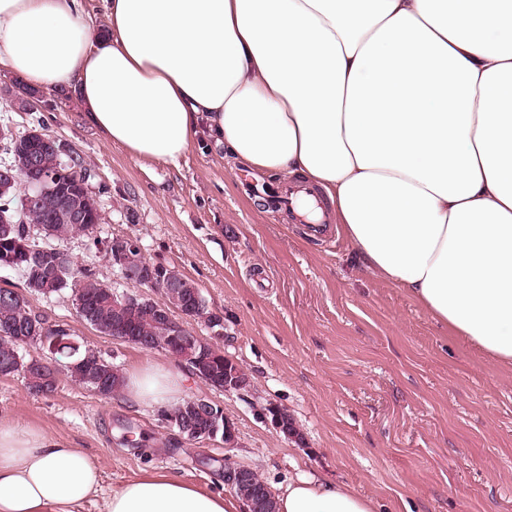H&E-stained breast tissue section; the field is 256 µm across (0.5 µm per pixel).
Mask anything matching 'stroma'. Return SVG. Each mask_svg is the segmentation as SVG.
<instances>
[{
    "label": "stroma",
    "instance_id": "1",
    "mask_svg": "<svg viewBox=\"0 0 512 512\" xmlns=\"http://www.w3.org/2000/svg\"><path fill=\"white\" fill-rule=\"evenodd\" d=\"M0 71V118L17 132L46 118L109 187L104 221L93 234L56 246L76 267L121 285L102 243L139 239L147 260L195 281L224 317L213 339L250 385L212 389L162 351L113 340L81 322L71 291L30 296L33 311L70 329L81 345L121 371L152 362L183 372V398L220 404L236 425L238 445L225 452L185 441L157 405L104 399L68 378L47 396L22 377H0V419L41 429L97 457L106 489L147 472L169 473L224 490V463L255 469L272 492L304 473L349 485L377 512H512V367L453 336L404 292L366 271L348 242L307 238L300 225L255 205L244 171L221 146L200 137L178 165L141 161L107 141L75 95L47 89L39 108L19 109ZM290 414L302 435L286 438L268 406ZM141 435L142 448L123 436Z\"/></svg>",
    "mask_w": 512,
    "mask_h": 512
}]
</instances>
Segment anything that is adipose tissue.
Returning <instances> with one entry per match:
<instances>
[{
  "instance_id": "ef3b65f1",
  "label": "adipose tissue",
  "mask_w": 512,
  "mask_h": 512,
  "mask_svg": "<svg viewBox=\"0 0 512 512\" xmlns=\"http://www.w3.org/2000/svg\"><path fill=\"white\" fill-rule=\"evenodd\" d=\"M472 0H0V69L76 92L132 156L177 163L200 133L258 173L317 188L362 264L438 324L512 364V6L466 34ZM159 364L130 404L176 399ZM239 512L152 473L105 491L95 457L0 420V512ZM276 512H374L351 486L288 483Z\"/></svg>"
}]
</instances>
